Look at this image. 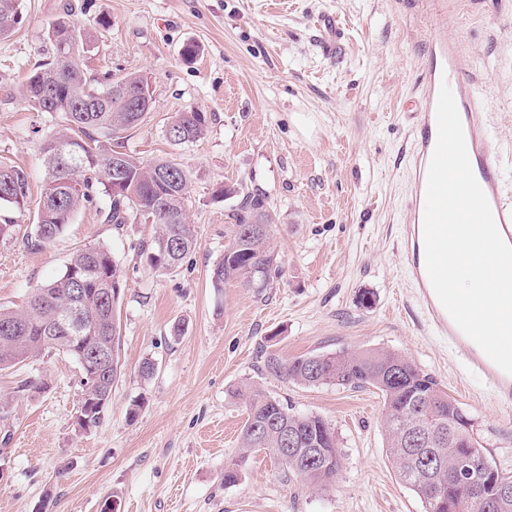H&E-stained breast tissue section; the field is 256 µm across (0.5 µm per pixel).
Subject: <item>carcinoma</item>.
Returning <instances> with one entry per match:
<instances>
[{
  "instance_id": "cac0c4a2",
  "label": "carcinoma",
  "mask_w": 512,
  "mask_h": 512,
  "mask_svg": "<svg viewBox=\"0 0 512 512\" xmlns=\"http://www.w3.org/2000/svg\"><path fill=\"white\" fill-rule=\"evenodd\" d=\"M22 0H0V38L20 23ZM98 28L80 25L66 11L49 26L52 59L35 68L22 87V98L38 112L62 115V124L42 141L40 150L46 180L39 200L35 247L52 243L75 213L106 197L103 209L109 224L139 218L157 225L154 238L141 245L150 266L172 270L198 244L186 210L190 171L181 164L156 159L145 162L125 150L126 133L138 126L127 111L125 91L145 82L129 73L106 84L86 74L85 60L97 33L111 26L106 18ZM168 127L183 136L179 143L204 138V113L178 112ZM121 157L125 185L112 189V159ZM30 182L25 169L0 162V208L26 210ZM224 254L213 265L211 285L220 290L236 281L247 288L267 287L278 273L270 241L271 216L265 198L248 195L231 214ZM123 270L108 249L90 245L75 252L63 275L33 290L21 309L0 307V370L12 368L44 350L42 337L54 331L52 348L79 365L81 386L109 397L119 378L120 324L117 307ZM74 306L86 319L87 338L78 342L54 324L56 315ZM112 344L110 362L88 372L83 366L91 350ZM269 368L303 386L373 387L383 397V427L387 455L400 480L425 504L426 512H495L491 503L500 487H512V476L494 468L470 434L473 422L438 380L405 355L387 349L311 354L282 360L272 354ZM247 417L237 457L224 465V485L236 484L242 467L256 450H264L288 472L313 489L333 484L342 470L344 454L335 429L322 417L300 414L255 384L238 390ZM295 434V453L284 459L285 432Z\"/></svg>"
}]
</instances>
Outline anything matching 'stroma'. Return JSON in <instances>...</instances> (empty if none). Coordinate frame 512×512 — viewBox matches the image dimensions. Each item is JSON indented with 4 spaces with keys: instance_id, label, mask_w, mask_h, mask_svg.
Wrapping results in <instances>:
<instances>
[{
    "instance_id": "obj_1",
    "label": "stroma",
    "mask_w": 512,
    "mask_h": 512,
    "mask_svg": "<svg viewBox=\"0 0 512 512\" xmlns=\"http://www.w3.org/2000/svg\"><path fill=\"white\" fill-rule=\"evenodd\" d=\"M23 3L17 30L0 39V161L27 171L31 194L13 236L0 239V306L20 307L59 279L78 249L107 247L124 272L122 375L101 424L80 435L75 360L46 350L0 371V512H34L47 495L53 512H101L109 499L119 512H425L386 454L381 393L296 384L268 369L272 353L406 355L447 388L490 463L512 476V415L428 326L399 247L423 63L424 26L408 0ZM66 3L83 26L112 21L89 75L150 79L152 110L129 131L128 151L191 172L187 210L198 246L176 269H153L141 256L153 224L105 223L100 198L50 245L29 244L46 176L39 144L60 117L29 110L21 84L50 55L47 29ZM326 12L345 29L333 56L320 46ZM447 33L471 63L512 199V0H448ZM187 42L199 47L191 63L180 56ZM189 110L206 113V136L171 142L168 121ZM250 193L267 198L280 275L264 288L231 282L215 291L210 272L224 231ZM147 360L156 365L149 378L140 374ZM27 379L33 387L19 391ZM246 381L335 427L344 453L335 484L311 490L258 451L240 481L225 485L246 419L233 392Z\"/></svg>"
}]
</instances>
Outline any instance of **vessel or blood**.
<instances>
[{"label": "vessel or blood", "instance_id": "b4317fda", "mask_svg": "<svg viewBox=\"0 0 512 512\" xmlns=\"http://www.w3.org/2000/svg\"><path fill=\"white\" fill-rule=\"evenodd\" d=\"M421 9L429 18L425 40L426 64L421 74L422 91L415 122V148L408 161L409 199L402 253L415 292L425 307L429 326L460 349L474 371L492 387L500 408L512 409V374L504 372L455 324L439 302L429 279L424 257L423 217L428 164L436 143V104L441 84H448L461 117L474 175L490 203L503 240L512 245V200L504 195L501 167L489 153L490 128L481 95L467 74V60L456 41L444 32L445 0H423ZM321 47L336 51L340 26L334 16L320 19Z\"/></svg>", "mask_w": 512, "mask_h": 512}]
</instances>
